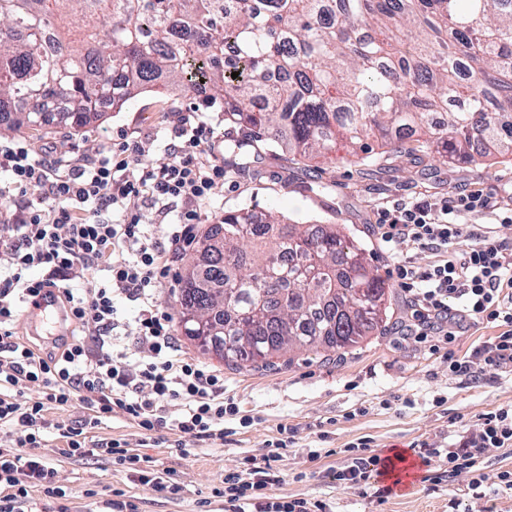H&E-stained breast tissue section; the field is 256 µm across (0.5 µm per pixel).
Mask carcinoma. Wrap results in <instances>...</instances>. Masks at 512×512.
I'll return each mask as SVG.
<instances>
[{
  "label": "carcinoma",
  "mask_w": 512,
  "mask_h": 512,
  "mask_svg": "<svg viewBox=\"0 0 512 512\" xmlns=\"http://www.w3.org/2000/svg\"><path fill=\"white\" fill-rule=\"evenodd\" d=\"M183 82L294 157L339 139L367 159L372 140L453 162L512 155V0H0V116L16 128L53 123L55 104L81 128ZM252 162L246 141L225 148L224 166ZM387 289L338 225L242 207L186 257L180 323L191 338L185 313L207 315L224 365L270 368L287 349L359 344Z\"/></svg>",
  "instance_id": "carcinoma-1"
}]
</instances>
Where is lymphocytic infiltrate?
<instances>
[{"instance_id":"obj_1","label":"lymphocytic infiltrate","mask_w":512,"mask_h":512,"mask_svg":"<svg viewBox=\"0 0 512 512\" xmlns=\"http://www.w3.org/2000/svg\"><path fill=\"white\" fill-rule=\"evenodd\" d=\"M179 143L169 145L167 162L145 166L137 178L127 169L145 153L142 142H125L92 162L59 160L49 164L22 143L0 144V249L12 263L0 271V424L16 426L15 448L0 449V512H24L29 486L41 483L47 494L66 492L53 482L54 470L35 455L46 428L47 405H71L85 396L91 415L86 426L58 427L73 457L92 454L155 481L154 470L120 442L89 438L88 428L121 411L144 433L164 423L165 403L182 407L174 427L182 438L205 440L224 435V419L237 408L224 401V377L194 360L176 357L171 317L153 300L170 264L190 235L192 217L174 215L175 203L205 201L224 179L199 108L184 115ZM170 218L165 238L153 237L147 214ZM487 222L473 229L471 217ZM512 224V208L483 190L453 193L434 203L423 197L384 202L375 233L384 251L395 256L392 273L404 293L410 317L402 336L422 342L432 335L454 336L472 324L498 328L497 336L476 346L470 359H449L450 372L512 370V244L498 240L495 227ZM434 251L421 267L405 246ZM103 267L101 280L84 279L85 270ZM82 280L81 293L60 285V275ZM56 289L65 317L83 333L81 340L43 352L19 340L12 324L17 302H32L41 290ZM141 302L139 336L152 359L137 370L123 364L111 341L117 320L115 295ZM512 447V405L479 414L455 447L425 448L424 464H435L434 482L461 472H477L487 448ZM288 448L270 442L266 453L248 456L240 470L225 475L229 512H326L319 501H281L269 489L279 483L276 467ZM384 461L361 441L345 451L338 480L370 485Z\"/></svg>"}]
</instances>
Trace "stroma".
Returning <instances> with one entry per match:
<instances>
[{"mask_svg": "<svg viewBox=\"0 0 512 512\" xmlns=\"http://www.w3.org/2000/svg\"><path fill=\"white\" fill-rule=\"evenodd\" d=\"M197 101L195 92L179 88L144 92L122 111L104 113L77 131L55 125L14 131L0 122V142L24 141L39 159H92L123 141L141 139L151 144L142 165H155L167 160L166 144L182 113ZM253 150L259 155L256 173L225 170L224 182L211 198L196 203L194 236L215 224L217 215L241 207L302 222L339 224L364 249L370 267L387 279L389 265L373 233L380 202L412 196L436 202L465 188H481L502 203L512 202V158L506 156L448 164L423 152H387L372 161L350 162L342 141L335 154L311 160H289L263 141L255 142ZM115 303L119 326L114 348L125 353L127 366L134 369L151 358L136 331L140 304L122 295ZM386 306L383 329L356 347L303 352L272 370L229 369L219 357L178 336L183 357L224 375V399L238 413L225 417L223 438L180 443L170 426L181 412L174 402L165 407L166 425L152 435H144L119 411L93 430L96 438L119 440L132 453L149 458L164 479L160 486L131 477L106 456L65 455L57 426L82 424L88 411L78 400L65 408H48L45 440L37 453L54 467V482L66 495L51 497L42 486H31L37 512H118L123 503L135 505L136 512H227L225 474L238 471L245 456L265 453L283 426L289 445L277 464L281 480L270 490L273 497L319 499L331 512H512V489L500 480L502 471L512 470V448L484 450L478 499L469 488L471 474L440 484L427 481L416 449L421 441L442 447L458 442L475 416L512 404V372L473 378L448 370L449 357L469 355L480 342L496 336L497 328L480 324L451 342L433 336L419 344L396 333L408 314L399 288H390ZM243 417L250 419V426L240 425ZM362 440L381 456L394 451L407 456L406 462L394 465L402 479L387 498L334 477L343 448Z\"/></svg>", "mask_w": 512, "mask_h": 512, "instance_id": "obj_1", "label": "stroma"}]
</instances>
